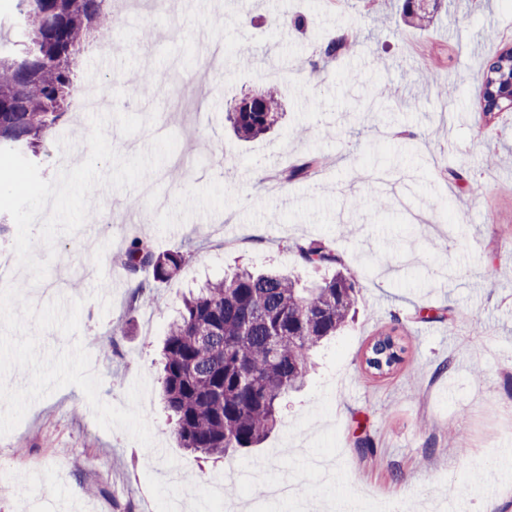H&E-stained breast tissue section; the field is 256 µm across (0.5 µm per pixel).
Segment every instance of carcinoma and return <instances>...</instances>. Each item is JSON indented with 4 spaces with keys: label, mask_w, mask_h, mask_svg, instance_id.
Wrapping results in <instances>:
<instances>
[{
    "label": "carcinoma",
    "mask_w": 512,
    "mask_h": 512,
    "mask_svg": "<svg viewBox=\"0 0 512 512\" xmlns=\"http://www.w3.org/2000/svg\"><path fill=\"white\" fill-rule=\"evenodd\" d=\"M24 25L22 38L0 42V148L25 154L37 149L64 115L75 87L77 52L92 34L112 37L107 0H16ZM407 21L427 26L432 16L403 0ZM345 39L320 45L333 58L349 51ZM257 112L234 109L229 120L243 141L269 132L278 119L277 93L253 95ZM320 166L303 160L282 172L286 181L303 179ZM298 260L311 268L337 265L335 249L321 241L295 245ZM188 256L179 249L159 252L134 237L117 258V267L144 294L149 282L175 277ZM357 280L336 271L305 284L278 271L256 274L238 269L205 284L183 299L169 324L161 350L160 396L180 445L207 458L222 459L254 448L277 426L280 405L304 386L312 352L344 326L357 296ZM400 360L390 336L375 341L366 359L381 370Z\"/></svg>",
    "instance_id": "carcinoma-1"
}]
</instances>
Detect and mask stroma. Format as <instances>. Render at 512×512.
I'll return each mask as SVG.
<instances>
[{
    "label": "stroma",
    "mask_w": 512,
    "mask_h": 512,
    "mask_svg": "<svg viewBox=\"0 0 512 512\" xmlns=\"http://www.w3.org/2000/svg\"><path fill=\"white\" fill-rule=\"evenodd\" d=\"M402 0H156L158 26L126 6L112 32L118 52H81L80 71L112 81V105L156 113L157 124L194 145L178 182L164 163L141 189H96L91 216L60 236L49 280L83 299L79 338L102 379L100 398L126 406L137 376L156 441L149 450L119 430H103L80 388L33 403L0 437V512H222L213 484L235 478L226 496L256 512H294L272 501L264 482L239 483L240 470L273 451L300 449V466L328 458L335 477L308 472L305 499L347 498L352 512H385L397 499L412 512H512V112L486 120L479 99L487 63L512 45V0H450L427 30L409 26ZM222 18L221 66L206 69L201 25ZM355 45L322 63L324 38ZM249 41L257 61L239 67ZM438 80H431L427 62ZM173 71L208 93L175 109L160 94L139 97L134 78ZM456 89L443 101L442 86ZM276 87L279 118L244 142L227 114L247 95ZM64 136L45 138L35 159L54 180L57 159L88 155V114L67 112ZM315 156V176L285 182L283 169ZM389 201L376 208V197ZM188 261L173 279L133 302L134 282L113 265L131 238ZM322 239L359 281L356 314L321 348L305 388L284 401L260 447L220 461L180 448L160 400V346L183 296L235 266L280 268L309 280L333 267L300 266L296 242ZM104 247L103 278L77 268ZM102 290L103 310L92 300ZM396 329L403 360L378 375L365 353ZM373 441L361 457L358 437Z\"/></svg>",
    "instance_id": "obj_1"
}]
</instances>
